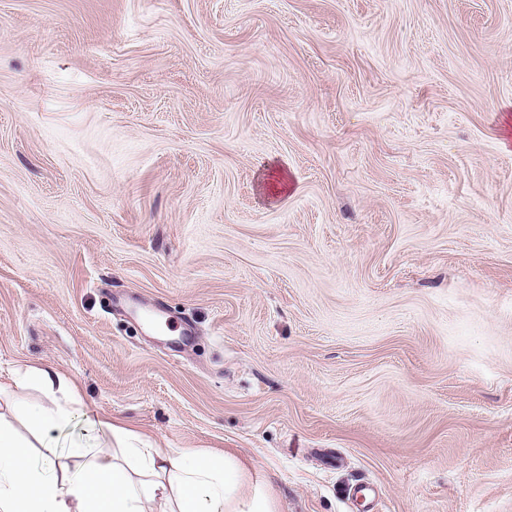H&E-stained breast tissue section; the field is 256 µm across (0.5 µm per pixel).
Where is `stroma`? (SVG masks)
I'll return each instance as SVG.
<instances>
[{
    "mask_svg": "<svg viewBox=\"0 0 512 512\" xmlns=\"http://www.w3.org/2000/svg\"><path fill=\"white\" fill-rule=\"evenodd\" d=\"M27 365L278 512H512V0H0Z\"/></svg>",
    "mask_w": 512,
    "mask_h": 512,
    "instance_id": "stroma-1",
    "label": "stroma"
}]
</instances>
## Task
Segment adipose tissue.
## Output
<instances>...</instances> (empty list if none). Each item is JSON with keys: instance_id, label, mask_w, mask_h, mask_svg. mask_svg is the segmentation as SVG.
<instances>
[{"instance_id": "adipose-tissue-1", "label": "adipose tissue", "mask_w": 512, "mask_h": 512, "mask_svg": "<svg viewBox=\"0 0 512 512\" xmlns=\"http://www.w3.org/2000/svg\"><path fill=\"white\" fill-rule=\"evenodd\" d=\"M17 375L47 397L25 412L31 433L41 447H57L73 418L68 403L78 398L75 381L38 366ZM90 428L114 436L117 448L98 449L90 465L60 472L48 456L34 464L0 416V512H277L270 486L250 480L234 456L156 448L107 419Z\"/></svg>"}]
</instances>
